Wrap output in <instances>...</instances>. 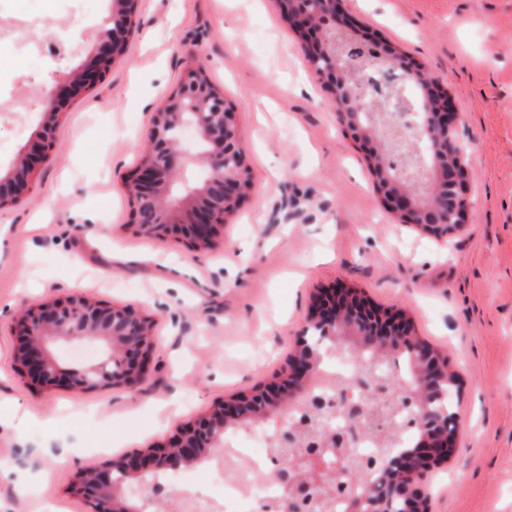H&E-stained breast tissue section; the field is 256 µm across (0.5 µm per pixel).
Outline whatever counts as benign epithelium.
Segmentation results:
<instances>
[{
  "instance_id": "7a95c632",
  "label": "benign epithelium",
  "mask_w": 512,
  "mask_h": 512,
  "mask_svg": "<svg viewBox=\"0 0 512 512\" xmlns=\"http://www.w3.org/2000/svg\"><path fill=\"white\" fill-rule=\"evenodd\" d=\"M133 4L113 0L112 16L97 30L90 62L43 92L42 137L20 164L0 176L1 208L17 204L29 190L41 159L55 147L51 131L73 93L95 87L111 71L132 27ZM281 5L313 60L312 73L332 93L336 120L367 161L388 154L406 158L395 176L374 175L388 209L438 240L458 234L473 202L458 117L447 93L427 79L424 97L407 95V85L419 80L423 70L392 44L360 28L342 12L340 0H281ZM336 32L350 37L347 68L336 59ZM184 126L195 129L200 152L182 140ZM239 149L236 113L201 69L190 71L154 115L149 146L128 185L138 232L186 239L195 250L209 248L225 217L246 196L247 167ZM152 328L149 317L126 305L105 306L83 295L49 299L27 309L19 321L15 360L20 373L40 388L64 382L79 389L135 390L147 373ZM311 332L332 340L346 336L361 349L406 353L410 378L387 382L357 372L350 380L352 393L317 400L299 422L296 404L310 397L321 363V355L308 345ZM48 336L106 338L111 351L103 361L65 371L45 349ZM294 345L295 354L276 386L224 401L161 445L81 469L75 492L90 512H144L154 502L181 496L168 484L142 481L144 476L221 457L227 429L269 423L271 480L282 491L276 512H315L336 496L346 503V512H396L399 501L405 512H431L419 484L448 462L457 436L448 414L432 405L433 394L448 381V362L416 335L408 317L381 311L342 288L318 295ZM385 398L410 411L408 428L419 429L420 436L410 448H382L372 459L352 461L351 439L365 431L368 401Z\"/></svg>"
}]
</instances>
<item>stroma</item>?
<instances>
[{
    "label": "stroma",
    "mask_w": 512,
    "mask_h": 512,
    "mask_svg": "<svg viewBox=\"0 0 512 512\" xmlns=\"http://www.w3.org/2000/svg\"><path fill=\"white\" fill-rule=\"evenodd\" d=\"M342 6L452 98L465 230L443 243L387 213L278 0H137L122 60L73 97L30 191L0 209V512H87L71 486L101 438L111 456L134 454L268 384L314 298L339 285L406 313L459 376L456 447L426 483L432 512H512V0ZM112 7L59 12L53 35L79 45L68 57L0 59V109L14 85L48 89L84 67ZM192 64L236 110L253 176L200 251L137 233L126 190L154 113ZM41 129L34 98L20 122H0V174ZM77 294L151 317L137 391L40 389L15 369L18 317Z\"/></svg>",
    "instance_id": "obj_1"
}]
</instances>
